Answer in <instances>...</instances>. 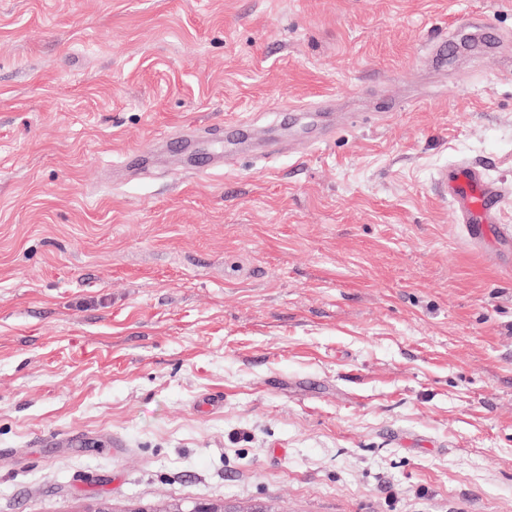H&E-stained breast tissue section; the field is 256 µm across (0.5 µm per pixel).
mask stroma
<instances>
[{
    "label": "stroma",
    "mask_w": 512,
    "mask_h": 512,
    "mask_svg": "<svg viewBox=\"0 0 512 512\" xmlns=\"http://www.w3.org/2000/svg\"><path fill=\"white\" fill-rule=\"evenodd\" d=\"M507 56L512 0H0V512H512V243L437 189L512 225ZM438 184L466 216L468 237L478 241L487 236V224H497L502 199L499 188L487 180L483 171L472 164H461L445 169Z\"/></svg>",
    "instance_id": "1"
}]
</instances>
